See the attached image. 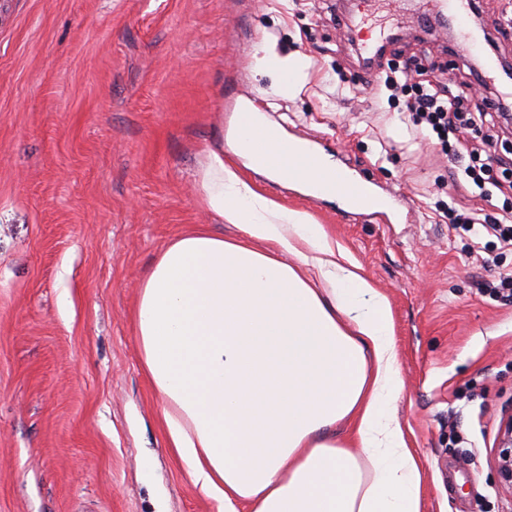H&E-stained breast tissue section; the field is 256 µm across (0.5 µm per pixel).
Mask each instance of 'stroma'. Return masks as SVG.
Wrapping results in <instances>:
<instances>
[{
	"mask_svg": "<svg viewBox=\"0 0 512 512\" xmlns=\"http://www.w3.org/2000/svg\"><path fill=\"white\" fill-rule=\"evenodd\" d=\"M512 57V0H479ZM474 83L469 58L403 0H0V512H219L166 446L162 404L132 331L157 253L205 226L212 153L257 192L308 212L391 306L404 381L394 411L422 473V512H512L500 483L512 419V299L471 234L437 206L459 157L413 137L360 46ZM298 57L292 93L254 68ZM286 139L401 201L383 217L249 168L232 149L239 103ZM498 470L501 481L512 486V424L506 425L501 436Z\"/></svg>",
	"mask_w": 512,
	"mask_h": 512,
	"instance_id": "obj_1",
	"label": "stroma"
}]
</instances>
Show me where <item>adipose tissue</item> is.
<instances>
[{"instance_id": "obj_1", "label": "adipose tissue", "mask_w": 512, "mask_h": 512, "mask_svg": "<svg viewBox=\"0 0 512 512\" xmlns=\"http://www.w3.org/2000/svg\"><path fill=\"white\" fill-rule=\"evenodd\" d=\"M234 150L271 161L274 178L339 188L335 164L292 158L262 116L238 113ZM202 192L243 239L171 240L133 314L167 446L224 512H421V471L393 412L403 381L387 296L323 225L220 155ZM340 423L351 439L337 440Z\"/></svg>"}]
</instances>
